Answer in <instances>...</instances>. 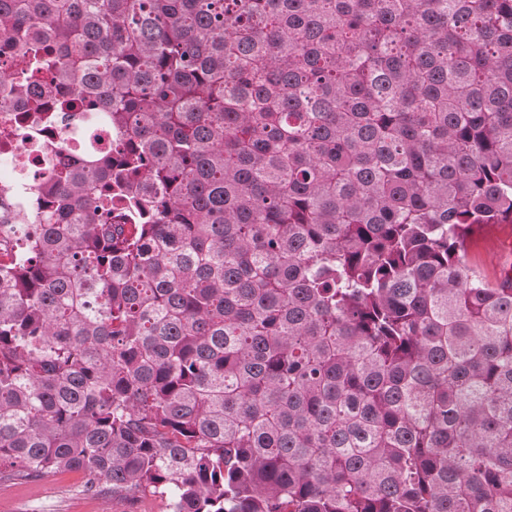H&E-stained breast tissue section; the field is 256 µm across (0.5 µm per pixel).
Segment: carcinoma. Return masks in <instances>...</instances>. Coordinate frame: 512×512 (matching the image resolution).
<instances>
[{"label": "carcinoma", "mask_w": 512, "mask_h": 512, "mask_svg": "<svg viewBox=\"0 0 512 512\" xmlns=\"http://www.w3.org/2000/svg\"><path fill=\"white\" fill-rule=\"evenodd\" d=\"M109 149L0 250V481L169 512H512V0H0ZM470 263L489 281L500 280L512 269V224H494L469 247Z\"/></svg>", "instance_id": "1"}]
</instances>
